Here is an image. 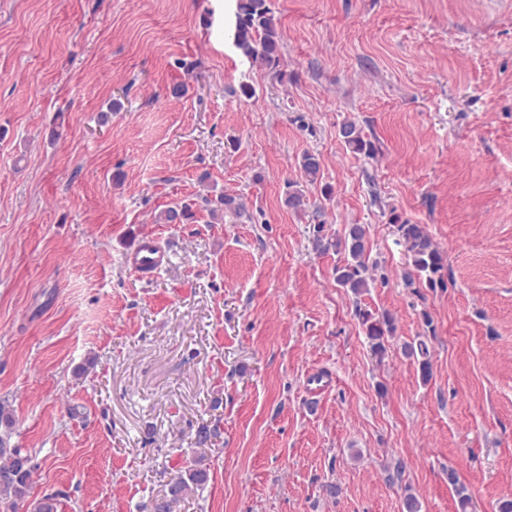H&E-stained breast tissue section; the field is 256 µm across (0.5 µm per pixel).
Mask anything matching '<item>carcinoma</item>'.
Instances as JSON below:
<instances>
[{
  "mask_svg": "<svg viewBox=\"0 0 512 512\" xmlns=\"http://www.w3.org/2000/svg\"><path fill=\"white\" fill-rule=\"evenodd\" d=\"M230 36L234 46L249 61L260 60L274 77L282 76L280 71L282 55V39L274 17L272 0H235L233 20L230 25ZM338 135L351 152L374 157L378 148L368 139L363 130L353 120H344L338 129ZM321 159L313 153H305L300 162L308 181L318 180L321 171ZM206 210L216 220L225 214L241 216L242 206L233 196L222 195L213 201L202 197ZM285 202L295 210H303L304 194L297 189V183H287ZM192 217L191 205L181 204L170 206L155 217L158 224H180ZM395 228L399 243L404 246L409 270L404 274V282L411 286L415 280L425 283L431 289L448 287V264L446 257L436 246L425 228L420 224L397 222ZM313 244L320 253L331 250L343 254V260L336 265V283L346 291L360 295L376 283L386 284L389 278L376 264L369 263V227L363 224H352L344 236L331 239L325 234V225H313ZM356 315L369 340L373 353L382 358L387 352L385 342L396 331L393 316L388 312H374L367 308H357ZM407 356H420V375L423 381L431 376L428 359V348L424 342L417 346L406 345ZM10 433L0 434V505H8L12 512H19L25 503H31L30 512H58L55 497L46 495L33 502L29 501L33 488L34 467H26L22 460L30 459L23 449L10 445ZM207 472L187 467L171 478L175 483V491L165 493L169 505L164 512H171L172 505L187 497L195 489L207 481ZM448 482L453 486L458 498L461 512H467L471 504V496L467 488L461 484L454 471L448 472Z\"/></svg>",
  "mask_w": 512,
  "mask_h": 512,
  "instance_id": "carcinoma-1",
  "label": "carcinoma"
}]
</instances>
